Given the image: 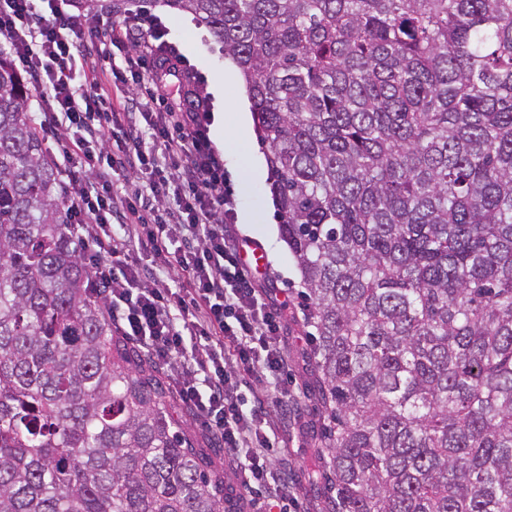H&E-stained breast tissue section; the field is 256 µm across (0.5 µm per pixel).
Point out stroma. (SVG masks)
I'll use <instances>...</instances> for the list:
<instances>
[{
  "instance_id": "stroma-1",
  "label": "stroma",
  "mask_w": 512,
  "mask_h": 512,
  "mask_svg": "<svg viewBox=\"0 0 512 512\" xmlns=\"http://www.w3.org/2000/svg\"><path fill=\"white\" fill-rule=\"evenodd\" d=\"M142 11L161 20L166 41L175 46L183 63L178 76L160 80L136 65L125 66L129 86H158L163 109L173 112L188 111L196 89H204L208 95L207 110L222 114L224 125L234 127L236 113L232 103L245 93V83L240 79L231 80L224 85L223 98L213 96L214 82L223 76L226 59L221 46L193 15L172 10L164 6L162 0H130L127 11L116 14L112 11V0H94L88 8L65 6V32L81 38L90 30L91 17L120 25L129 15ZM224 186L236 199L240 233L257 243L266 265L273 271L272 285L278 288L280 300L288 306V371L282 377L281 386L288 390L291 400L288 433L276 444L279 454L287 457L290 474L298 487L297 500L289 505L288 512H324L336 492L329 480L312 478L309 470L313 449L324 427L320 406L311 388L314 354L307 337L312 329L306 320L307 303L301 295L293 259L279 234V218L270 193L269 177L265 174L256 178L240 177L236 160L228 157L224 160Z\"/></svg>"
}]
</instances>
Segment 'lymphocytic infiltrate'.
<instances>
[{"label": "lymphocytic infiltrate", "instance_id": "f902f5d3", "mask_svg": "<svg viewBox=\"0 0 512 512\" xmlns=\"http://www.w3.org/2000/svg\"><path fill=\"white\" fill-rule=\"evenodd\" d=\"M66 0H0V47L33 78L50 128L71 164L68 230L83 245L90 290L112 325L157 364L193 417L224 444L237 488L255 512L295 499L287 462L270 463L286 428V306L263 287L244 255L236 203L224 190V160L207 112L151 111L127 91L113 51L147 64L152 45L140 19L93 26L87 39L63 34ZM80 62L88 86L76 85ZM124 109L106 111L113 92ZM142 179L121 194L116 178Z\"/></svg>", "mask_w": 512, "mask_h": 512}]
</instances>
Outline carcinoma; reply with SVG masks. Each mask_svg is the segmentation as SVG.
I'll use <instances>...</instances> for the list:
<instances>
[{"label": "carcinoma", "instance_id": "1", "mask_svg": "<svg viewBox=\"0 0 512 512\" xmlns=\"http://www.w3.org/2000/svg\"><path fill=\"white\" fill-rule=\"evenodd\" d=\"M244 77L332 512H512V0H163ZM0 52V512H224L112 331Z\"/></svg>", "mask_w": 512, "mask_h": 512}]
</instances>
